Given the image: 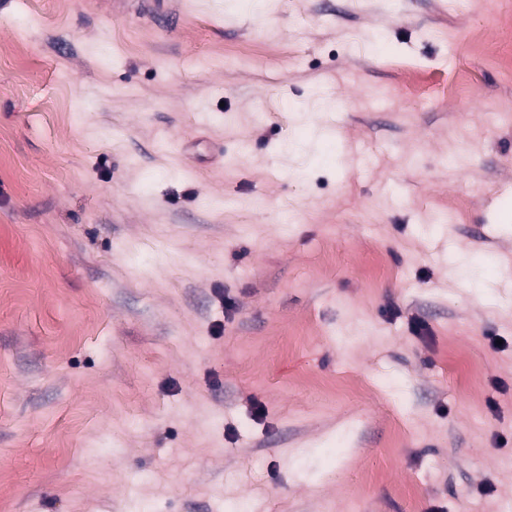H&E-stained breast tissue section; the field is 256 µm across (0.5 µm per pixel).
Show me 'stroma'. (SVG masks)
Here are the masks:
<instances>
[{"mask_svg": "<svg viewBox=\"0 0 512 512\" xmlns=\"http://www.w3.org/2000/svg\"><path fill=\"white\" fill-rule=\"evenodd\" d=\"M166 7L0 0L10 512H512V0Z\"/></svg>", "mask_w": 512, "mask_h": 512, "instance_id": "1", "label": "stroma"}]
</instances>
